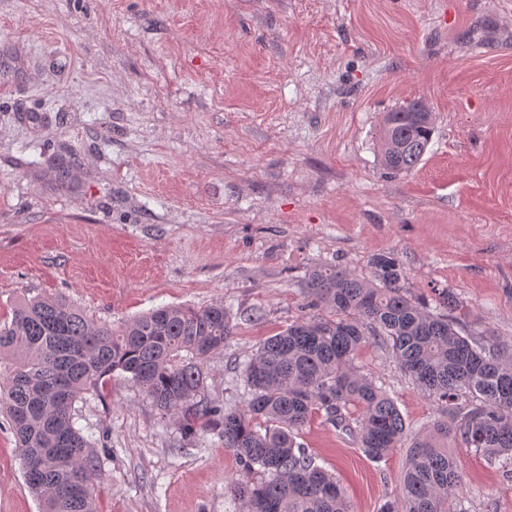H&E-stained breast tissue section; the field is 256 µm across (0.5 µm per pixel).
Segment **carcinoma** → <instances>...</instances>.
Wrapping results in <instances>:
<instances>
[{
  "instance_id": "1",
  "label": "carcinoma",
  "mask_w": 512,
  "mask_h": 512,
  "mask_svg": "<svg viewBox=\"0 0 512 512\" xmlns=\"http://www.w3.org/2000/svg\"><path fill=\"white\" fill-rule=\"evenodd\" d=\"M433 122L401 107L380 136L388 171H413ZM322 314L268 337L239 376L249 399L226 409L205 395L204 364L221 354L235 325L229 307L162 306L100 325L63 295L25 298L0 325V404L20 452L26 484L41 512H96L92 480L100 459L76 428L74 405L98 394L112 375L137 385L160 418L192 434L202 423L248 473L230 490L236 512H353L336 475L297 442L315 412L381 460L400 447L406 423L394 400L353 363L366 345L391 351L427 396L448 406L407 449L399 496L381 512H453L462 478L448 446L512 463V347L482 331L463 336L462 313L448 293L444 312L416 298L390 257L367 279L333 265L306 281Z\"/></svg>"
}]
</instances>
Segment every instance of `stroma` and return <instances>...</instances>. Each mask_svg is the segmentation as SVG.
Here are the masks:
<instances>
[{"label": "stroma", "instance_id": "obj_1", "mask_svg": "<svg viewBox=\"0 0 512 512\" xmlns=\"http://www.w3.org/2000/svg\"><path fill=\"white\" fill-rule=\"evenodd\" d=\"M413 100L434 132L394 175L379 129ZM377 256L512 343V0H0L1 320L56 293L112 326L224 302L206 394L240 409L239 366L308 315V271L367 277ZM355 363L409 432L446 418L390 352ZM75 413L97 512H234L244 470L214 432L184 434L119 376ZM298 440L355 512L398 496L405 449L369 459L320 414ZM457 463L465 512H512V471ZM0 512H39L1 414Z\"/></svg>", "mask_w": 512, "mask_h": 512}]
</instances>
